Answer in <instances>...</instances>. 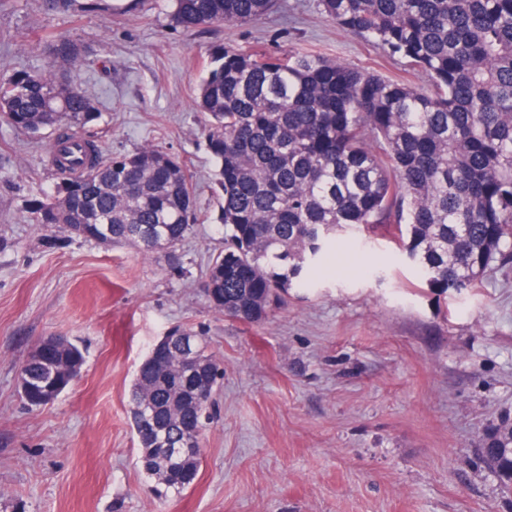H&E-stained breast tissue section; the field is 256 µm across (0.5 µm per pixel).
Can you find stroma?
Returning a JSON list of instances; mask_svg holds the SVG:
<instances>
[{
	"label": "stroma",
	"instance_id": "35a3bbf8",
	"mask_svg": "<svg viewBox=\"0 0 512 512\" xmlns=\"http://www.w3.org/2000/svg\"><path fill=\"white\" fill-rule=\"evenodd\" d=\"M0 0V76L49 67L44 32L87 48L71 78L101 112L104 156L152 145L184 160L198 222L173 253L142 255L36 223L61 177L50 138L0 121V512H512L475 454L512 417V265L442 295L388 238L360 230L268 319L214 312L200 283L224 248L221 193L195 106L220 45L306 50L356 70L425 75L348 34L319 0H279L238 25L177 26L172 0ZM205 336L224 379L187 491L150 495L129 402L139 364L172 328ZM70 338L79 378L33 408L18 377L35 341Z\"/></svg>",
	"mask_w": 512,
	"mask_h": 512
}]
</instances>
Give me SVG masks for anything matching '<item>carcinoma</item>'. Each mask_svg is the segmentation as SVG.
<instances>
[{
    "instance_id": "cac0c4a2",
    "label": "carcinoma",
    "mask_w": 512,
    "mask_h": 512,
    "mask_svg": "<svg viewBox=\"0 0 512 512\" xmlns=\"http://www.w3.org/2000/svg\"><path fill=\"white\" fill-rule=\"evenodd\" d=\"M339 27L405 60L428 78L403 80L352 69L309 51L285 57L214 50L197 88L206 146L223 203L224 253L205 273L203 295L215 311L244 323L266 319L282 296L309 283L336 239L383 227L441 294L472 288L512 263V0H319ZM173 21L186 30L257 21L278 0H174ZM52 68L0 78V119L31 134L55 135L72 155L62 182L34 204L48 230L79 226L77 236L144 254L173 251L197 221L188 166L153 146L104 158L89 136L99 118L93 97L67 78L83 57L70 36L45 33ZM196 356V384L183 382ZM83 364L69 339L44 360L29 357L20 375L30 407L71 384L62 367ZM223 373L203 336L169 335L151 348L131 391L139 462L157 494L196 481L201 405ZM512 420L490 428L477 450L512 489Z\"/></svg>"
}]
</instances>
